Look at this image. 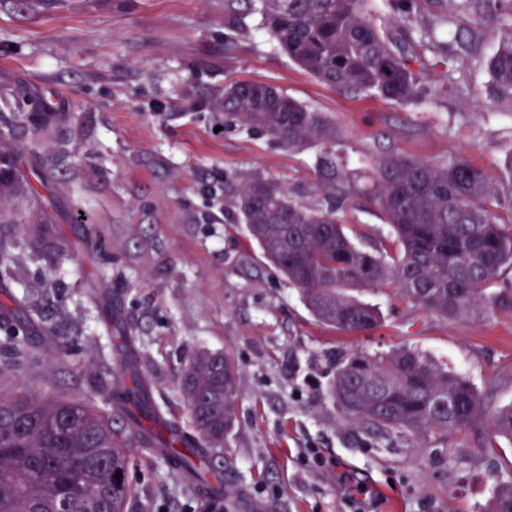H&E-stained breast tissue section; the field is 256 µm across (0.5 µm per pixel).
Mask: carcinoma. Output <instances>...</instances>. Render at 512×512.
I'll list each match as a JSON object with an SVG mask.
<instances>
[{
    "mask_svg": "<svg viewBox=\"0 0 512 512\" xmlns=\"http://www.w3.org/2000/svg\"><path fill=\"white\" fill-rule=\"evenodd\" d=\"M244 2L255 5L262 28L288 58L322 83L401 104L417 99L413 56L372 21L368 0ZM488 69L496 93L511 98V23ZM15 96L18 109L0 118V133L25 140L24 155L0 150V199L16 201L12 211H0V224H43L47 210L37 217L30 209L29 176H41L39 145L61 119L47 104L25 110L32 98L26 89ZM215 106L285 148L319 147L325 194L352 193L329 152L336 130L320 113L272 85L245 81L225 85ZM369 174L370 192L391 230L369 246L350 239L335 209L308 208L272 180L252 181L238 193L239 218L250 236L320 321L344 334L378 327L379 308L359 297L368 288L389 289L445 318L512 314V285L494 287L512 269V152L497 183L463 158L441 165L386 155ZM141 378L137 372L133 387H111L110 412L79 400L0 392V512H59L63 500L69 512H124L129 449L157 453V434L142 438L129 428L158 421L153 404L136 398ZM181 389L190 430L180 441L188 448L169 463L197 489L214 474L211 459L237 421L236 371L223 354L201 351L183 373ZM329 398L344 418L387 437L446 435L480 411L468 377L410 346L352 352L336 369ZM487 421L491 436L512 439V403ZM486 512H512V479L497 484Z\"/></svg>",
    "mask_w": 512,
    "mask_h": 512,
    "instance_id": "cac0c4a2",
    "label": "carcinoma"
}]
</instances>
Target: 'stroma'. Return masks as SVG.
<instances>
[{
  "label": "stroma",
  "mask_w": 512,
  "mask_h": 512,
  "mask_svg": "<svg viewBox=\"0 0 512 512\" xmlns=\"http://www.w3.org/2000/svg\"><path fill=\"white\" fill-rule=\"evenodd\" d=\"M371 18L407 42L422 97L400 104L339 91L296 66L227 0H0V113L32 89L62 112L43 146L38 191L47 224H0V386L107 407L124 329L163 415L189 426L181 376L199 350L238 371L237 423L220 458L239 512H482L512 477V442L490 438L487 412L512 402V315L446 319L387 291L365 290L380 327L343 334L319 322L299 290L240 222V188L268 179L304 205L326 207L319 149L289 150L214 110L232 81L270 83L336 128L333 150L356 184L381 155L467 159L499 181L512 152V99L487 61L506 18L477 17L472 0H372ZM336 217L351 238L385 229L356 192ZM39 308L41 325L18 306ZM409 345L465 374L484 412L446 436L377 439L329 399L355 348ZM127 512H201L165 457L131 451Z\"/></svg>",
  "instance_id": "stroma-1"
}]
</instances>
